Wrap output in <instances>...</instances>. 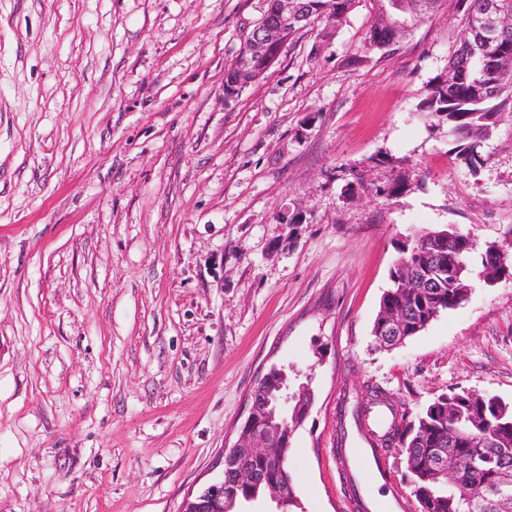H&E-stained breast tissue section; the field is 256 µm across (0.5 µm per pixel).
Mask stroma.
Instances as JSON below:
<instances>
[{
	"label": "stroma",
	"instance_id": "1",
	"mask_svg": "<svg viewBox=\"0 0 512 512\" xmlns=\"http://www.w3.org/2000/svg\"><path fill=\"white\" fill-rule=\"evenodd\" d=\"M267 0H0V512H181L223 469L262 369L308 376L291 512L410 496L366 482L344 399L413 417L466 388L512 404V278L479 277L401 346L372 327L406 237L512 234V112L460 161L418 110L456 0L368 50L376 0L300 31L233 99Z\"/></svg>",
	"mask_w": 512,
	"mask_h": 512
}]
</instances>
